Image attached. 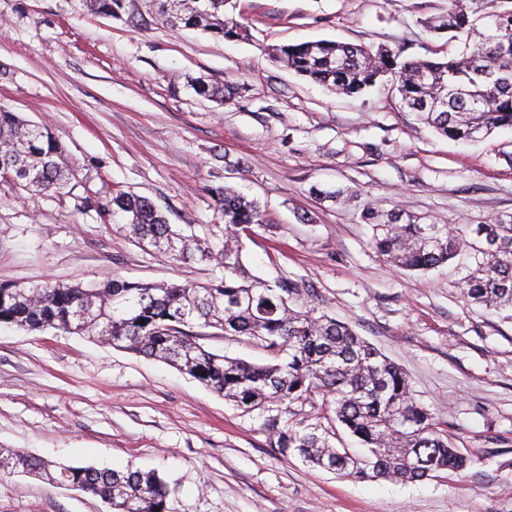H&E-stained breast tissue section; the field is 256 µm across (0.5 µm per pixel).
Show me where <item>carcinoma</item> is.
Segmentation results:
<instances>
[{
  "label": "carcinoma",
  "mask_w": 512,
  "mask_h": 512,
  "mask_svg": "<svg viewBox=\"0 0 512 512\" xmlns=\"http://www.w3.org/2000/svg\"><path fill=\"white\" fill-rule=\"evenodd\" d=\"M226 0H160L173 27L199 29L226 40L248 29L224 17ZM450 0L448 12L430 23L435 33L474 42L469 53L436 59L399 60L387 50L337 41L271 48V55L297 75L339 94L355 95L383 77H394L401 100L439 134L475 141L498 128H512V8L492 14L479 29L474 15L482 0ZM112 17L126 0H89ZM76 176L63 144L44 126L32 125L0 106V180L33 198L64 194ZM224 217V247L169 224L145 197L117 190L102 208L118 217L126 236L143 247L188 263L224 267L217 285L130 282L112 278L88 288L46 282L23 287L0 284V324L27 330L55 329L94 342L111 343L147 359L167 363L212 392L251 411L315 396L326 413L368 448L363 460L330 445L327 437L292 428L276 431L280 448H294L309 462L359 479L413 482L440 471H461L471 460L448 441L436 413L413 397L408 375L347 324L312 309L296 310L290 284L272 287L254 280L242 258V236L263 223L255 201L232 188H211ZM375 249L410 271L442 265L464 249L479 256L463 281L462 295L494 311H512V222L496 220L472 230L474 239L446 224L401 222L364 205ZM247 336L277 359L256 364L214 353L200 343L204 333ZM0 469L78 488L100 498L112 512H166L168 484L154 471L71 466L16 450L0 455Z\"/></svg>",
  "instance_id": "cac0c4a2"
}]
</instances>
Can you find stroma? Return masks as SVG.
Instances as JSON below:
<instances>
[{"label": "stroma", "mask_w": 512, "mask_h": 512, "mask_svg": "<svg viewBox=\"0 0 512 512\" xmlns=\"http://www.w3.org/2000/svg\"><path fill=\"white\" fill-rule=\"evenodd\" d=\"M448 0H227L244 40L165 24L158 0L118 18L86 0H0V105L50 127L79 170L64 195L0 183V283L207 284L224 272L131 242L100 208L122 189L221 247L209 190L257 199L243 239L253 275L292 282L297 307L349 324L436 410L462 472L414 483L354 479L274 447L273 432L328 433L364 449L321 398L243 411L174 367L55 329L0 325V451L155 471L168 512H512V318L464 299L472 251L434 269L388 264L363 203L463 232L512 219V129L462 142L417 121L391 83L335 94L274 61V45L331 40L405 59L463 51L429 19ZM234 91L198 95L194 81ZM350 188L341 205L319 190ZM0 512H109L99 498L0 472Z\"/></svg>", "instance_id": "1"}]
</instances>
